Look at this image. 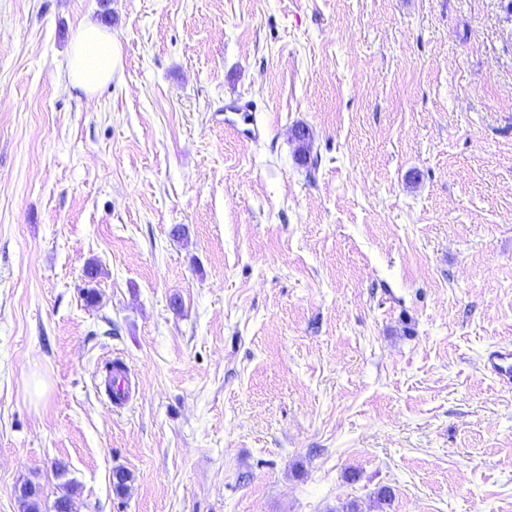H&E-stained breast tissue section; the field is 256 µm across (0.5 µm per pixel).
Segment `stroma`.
Here are the masks:
<instances>
[{
    "label": "stroma",
    "mask_w": 512,
    "mask_h": 512,
    "mask_svg": "<svg viewBox=\"0 0 512 512\" xmlns=\"http://www.w3.org/2000/svg\"><path fill=\"white\" fill-rule=\"evenodd\" d=\"M509 344L501 0H0V512H512ZM112 32L97 22L87 21L73 38L68 54V78L92 94L112 81ZM483 371L503 387L512 389V348L503 346L489 352L483 362ZM130 371L117 363L107 374L106 386L109 388V401L115 408H122L128 401Z\"/></svg>",
    "instance_id": "35a3bbf8"
}]
</instances>
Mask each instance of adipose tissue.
Returning <instances> with one entry per match:
<instances>
[{
  "mask_svg": "<svg viewBox=\"0 0 512 512\" xmlns=\"http://www.w3.org/2000/svg\"><path fill=\"white\" fill-rule=\"evenodd\" d=\"M113 72L111 30L93 21L85 22L70 44V82L91 94L111 83Z\"/></svg>",
  "mask_w": 512,
  "mask_h": 512,
  "instance_id": "adipose-tissue-1",
  "label": "adipose tissue"
}]
</instances>
